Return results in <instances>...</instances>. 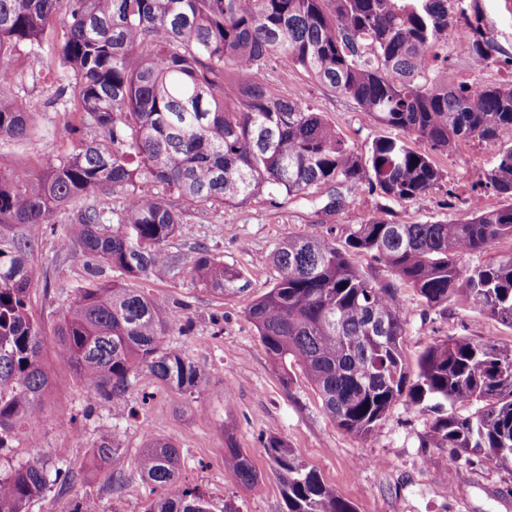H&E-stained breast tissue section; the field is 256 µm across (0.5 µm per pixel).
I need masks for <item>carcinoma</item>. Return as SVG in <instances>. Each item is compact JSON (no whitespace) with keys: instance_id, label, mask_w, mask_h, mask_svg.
<instances>
[{"instance_id":"cac0c4a2","label":"carcinoma","mask_w":512,"mask_h":512,"mask_svg":"<svg viewBox=\"0 0 512 512\" xmlns=\"http://www.w3.org/2000/svg\"><path fill=\"white\" fill-rule=\"evenodd\" d=\"M55 21L61 39L50 31ZM461 21L469 61L495 65L502 49L478 0H0V60L22 48L32 68L57 66L58 79L78 89L77 115L62 135L89 126L102 135L42 173L0 160V452L32 435L50 385L31 292L38 241L57 212L70 208L60 251L93 260L90 276L104 264L133 280L162 278L174 268L166 245L193 210L263 194L313 202L323 188L326 214L365 188L405 204L442 181L434 156L476 140L499 148L484 184L501 207L422 224L371 214L343 248L318 235L291 236L271 256L273 284L248 299L245 315L273 365L285 375L303 371L346 432L370 435L404 397L437 414L428 441L448 449V473L463 462L512 472V346L467 337L433 343L412 381L402 350L409 316L396 303L403 284L432 310L467 303L512 329V253L461 264L512 239V143L501 141L512 131V83L448 80V30ZM275 61L403 136L377 135L358 154L300 94L269 88ZM15 86V73L1 66L0 141L29 133ZM110 193L128 195L129 204L104 207L99 196ZM360 254L395 280L361 273L353 264ZM192 273L218 296L249 292L239 269L206 251ZM191 328L180 303L164 312L142 288L88 281L62 309L52 351L91 404L122 400L139 371L178 399L199 392L203 374L164 338ZM264 448L286 512H356L277 434ZM92 455L110 468L122 448L104 432ZM136 465L161 491L143 512H214L205 493L182 481L171 441L146 434ZM224 468L246 486L261 479L239 448L225 451ZM75 480L38 454L0 464V512H27L32 499L54 486L66 494Z\"/></svg>"}]
</instances>
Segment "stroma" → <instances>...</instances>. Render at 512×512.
Instances as JSON below:
<instances>
[{
    "label": "stroma",
    "instance_id": "obj_1",
    "mask_svg": "<svg viewBox=\"0 0 512 512\" xmlns=\"http://www.w3.org/2000/svg\"><path fill=\"white\" fill-rule=\"evenodd\" d=\"M19 75L18 98L30 115V133L20 141L0 142V158L20 169L42 171L66 161L79 140L97 132L81 131L78 137L61 136L72 118L76 94L68 87L57 96V76L31 71L24 52L4 60ZM270 88L281 95L303 98L335 125L358 152L382 129L354 103L330 92L305 72L271 65ZM498 149L474 141L460 142L457 151L437 158L445 177L419 199L391 206L402 224L458 219L471 207L494 209L502 200L494 192L473 194L472 187L497 163ZM384 198L374 192L358 194L342 210L327 215L301 200L270 204L261 197L240 206L214 205L192 211L167 245L176 263L174 274L142 281L161 308L174 303L188 306L194 322L191 335L170 332L168 346L196 362L204 374L198 394L173 400L147 373L132 377L123 401L90 408L82 383L52 351H45L51 388L44 399V415L30 439L13 448L12 463L39 454L66 465L82 477L79 494L94 498L101 512H142L150 488L135 468L145 433L172 441L180 452L181 477L199 487L215 508L232 503L238 512H284L280 488L271 475L261 443L267 433H277L295 455L317 470L336 494L352 502L357 512H512V474L485 466L460 465L451 482L448 451L429 445L426 437L434 413L398 402L368 438L340 429L324 412L321 400L301 371L281 380L247 319L246 297H220L205 289L190 273L199 252L206 251L225 264L237 267L250 282V294L263 293L276 272L270 257L288 236L317 234L343 244L350 227L380 207ZM39 258L49 271L48 286H35L33 303L46 331H53L61 309L75 285L87 282V259L60 254L56 237L46 234L39 243ZM397 303L409 313L402 349L409 369H416L420 354L432 343L451 336H466L482 343L512 344V329L476 313L471 307L452 304L446 312L428 310L411 288L400 287ZM112 432L122 448L117 461L126 482L114 490L109 470L93 467L90 452L103 432ZM246 452L261 480L243 486L224 470L228 447Z\"/></svg>",
    "mask_w": 512,
    "mask_h": 512
}]
</instances>
